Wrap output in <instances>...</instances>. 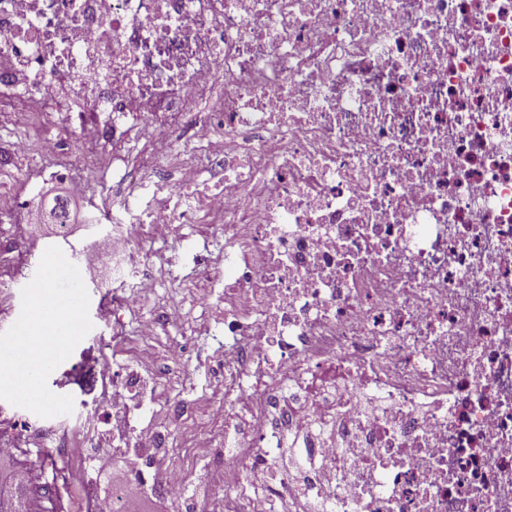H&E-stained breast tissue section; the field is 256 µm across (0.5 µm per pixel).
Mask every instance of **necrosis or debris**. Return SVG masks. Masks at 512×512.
<instances>
[{
  "instance_id": "obj_1",
  "label": "necrosis or debris",
  "mask_w": 512,
  "mask_h": 512,
  "mask_svg": "<svg viewBox=\"0 0 512 512\" xmlns=\"http://www.w3.org/2000/svg\"><path fill=\"white\" fill-rule=\"evenodd\" d=\"M77 134L127 181L113 234L171 244L208 215L224 247L195 272L224 335L214 421L172 394L153 461L184 449L208 512H512V0H0V107ZM149 177L116 161L138 140ZM220 170L207 184L202 175ZM21 217L0 230V288L22 270ZM149 262L113 265L119 306L150 298ZM83 370L89 400L51 398L60 485L82 512H124L72 467L136 446L156 366Z\"/></svg>"
}]
</instances>
